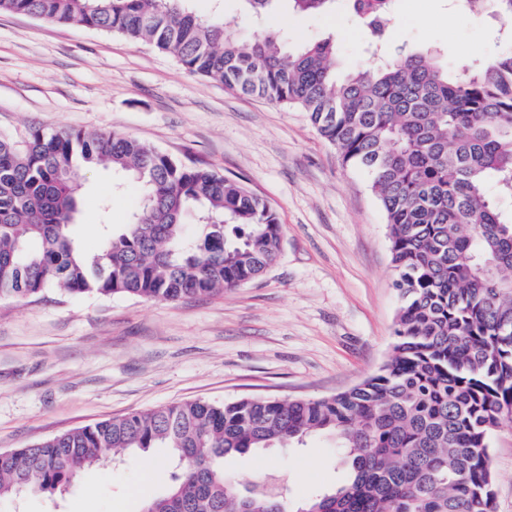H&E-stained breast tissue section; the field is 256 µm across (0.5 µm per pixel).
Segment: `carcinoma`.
I'll return each instance as SVG.
<instances>
[{"label":"carcinoma","mask_w":512,"mask_h":512,"mask_svg":"<svg viewBox=\"0 0 512 512\" xmlns=\"http://www.w3.org/2000/svg\"><path fill=\"white\" fill-rule=\"evenodd\" d=\"M255 17L278 0H243ZM336 0H288L300 12ZM372 63L338 76L336 40L296 49L240 36L192 0H0V11L145 42L194 75L307 113L383 208L401 305L387 361L331 396L203 400L134 411L0 452V500L67 490L111 450L167 448L179 472L145 512H495L489 438L512 421V50L449 70L437 49L390 43L394 0H346ZM134 180L132 223L100 225L101 252L75 234L83 172ZM201 228L183 234L187 221ZM281 225L266 201L202 164L120 133L32 131L0 139V300L71 295L179 300L260 276ZM321 433L346 479L293 502L224 476V458Z\"/></svg>","instance_id":"1"}]
</instances>
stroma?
I'll return each instance as SVG.
<instances>
[{
  "mask_svg": "<svg viewBox=\"0 0 512 512\" xmlns=\"http://www.w3.org/2000/svg\"><path fill=\"white\" fill-rule=\"evenodd\" d=\"M452 0H395V42L484 59L498 24L455 17ZM289 47L336 37L343 68L364 67L366 29L337 0L297 15L286 0L264 19ZM115 132L203 162L264 199L282 227L258 279L179 301L71 296L51 288L0 301V452L138 410L197 399L281 400L347 390L382 366L400 305L388 227L363 172L343 164L304 112L190 74L146 43L76 24L0 13V138L35 129ZM134 183L103 168L84 178L76 235L89 255L99 226L129 223ZM496 512H512V423L490 438ZM177 470L164 451L85 470L58 497L28 493L0 512H143ZM238 483L268 478L298 501L344 477L336 440L225 457Z\"/></svg>",
  "mask_w": 512,
  "mask_h": 512,
  "instance_id": "obj_1",
  "label": "stroma"
}]
</instances>
